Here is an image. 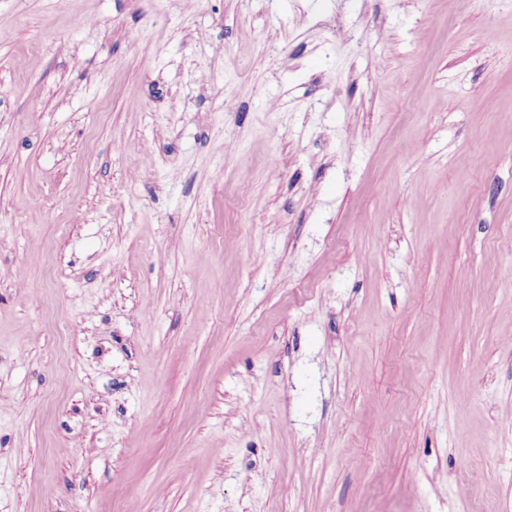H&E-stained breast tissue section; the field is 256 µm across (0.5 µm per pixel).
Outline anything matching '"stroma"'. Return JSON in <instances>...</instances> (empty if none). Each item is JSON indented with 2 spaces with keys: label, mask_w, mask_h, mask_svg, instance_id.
Wrapping results in <instances>:
<instances>
[{
  "label": "stroma",
  "mask_w": 512,
  "mask_h": 512,
  "mask_svg": "<svg viewBox=\"0 0 512 512\" xmlns=\"http://www.w3.org/2000/svg\"><path fill=\"white\" fill-rule=\"evenodd\" d=\"M0 512H512V0H0Z\"/></svg>",
  "instance_id": "35a3bbf8"
}]
</instances>
